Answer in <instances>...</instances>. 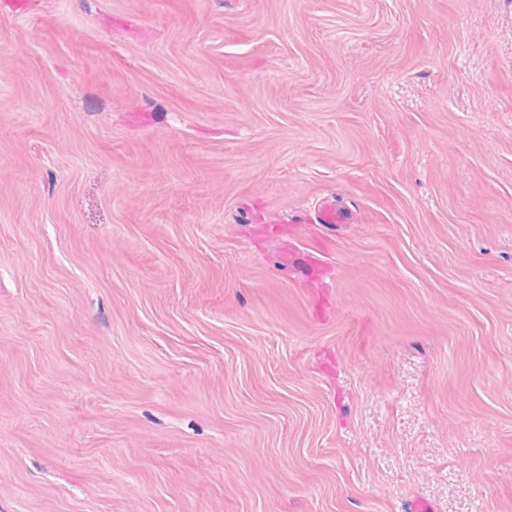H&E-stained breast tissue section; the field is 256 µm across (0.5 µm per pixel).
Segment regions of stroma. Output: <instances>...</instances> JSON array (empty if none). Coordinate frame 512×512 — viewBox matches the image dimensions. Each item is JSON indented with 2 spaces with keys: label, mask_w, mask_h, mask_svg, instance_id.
<instances>
[{
  "label": "stroma",
  "mask_w": 512,
  "mask_h": 512,
  "mask_svg": "<svg viewBox=\"0 0 512 512\" xmlns=\"http://www.w3.org/2000/svg\"><path fill=\"white\" fill-rule=\"evenodd\" d=\"M15 2L0 512H512V0Z\"/></svg>",
  "instance_id": "1"
}]
</instances>
